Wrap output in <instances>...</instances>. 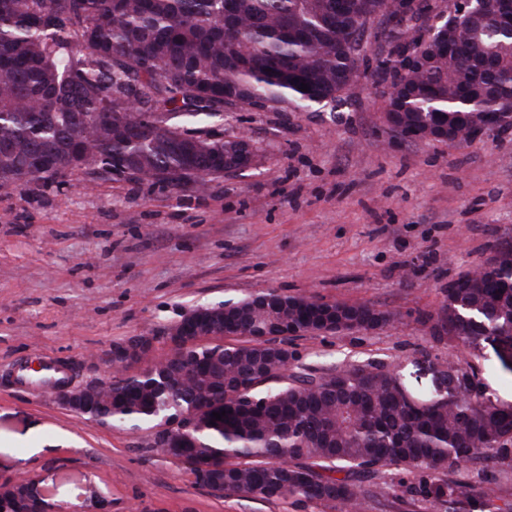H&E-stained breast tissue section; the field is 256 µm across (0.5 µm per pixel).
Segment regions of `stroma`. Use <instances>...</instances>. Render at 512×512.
Instances as JSON below:
<instances>
[{"label": "stroma", "instance_id": "35a3bbf8", "mask_svg": "<svg viewBox=\"0 0 512 512\" xmlns=\"http://www.w3.org/2000/svg\"><path fill=\"white\" fill-rule=\"evenodd\" d=\"M389 18L363 36L361 77L338 106L306 112L228 108L215 132L247 133L255 163L172 190L83 170L0 195V483L35 480L49 502L110 512H341L333 503L259 501L198 486L152 451L151 433L85 419L32 365L97 378L115 344L155 339L189 310L265 292L368 303L384 328L309 334L289 370L352 364L398 369L429 388L442 363L472 367L512 408V374L491 341L437 339L449 282L512 244V130L465 146L405 140L385 125ZM418 478H371L360 512H448L403 493Z\"/></svg>", "mask_w": 512, "mask_h": 512}]
</instances>
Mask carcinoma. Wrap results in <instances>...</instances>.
<instances>
[{"mask_svg":"<svg viewBox=\"0 0 512 512\" xmlns=\"http://www.w3.org/2000/svg\"><path fill=\"white\" fill-rule=\"evenodd\" d=\"M495 2L493 18L437 13L442 22L425 40L416 22L436 5L415 0L408 41L392 50L409 52L406 73L392 74L400 90L389 111L400 123L435 141L449 131L460 146L493 112L499 131L512 128V0ZM388 15L389 0H0V193L75 170L110 175L114 162L129 180L201 188L224 176V152L239 140L213 134L210 120L226 107L339 103L340 88L360 76L363 33ZM34 154L49 158L39 175L26 169ZM457 281L438 320L447 337L473 346L512 336V244ZM370 309L274 292L205 306L239 324L235 342L119 371L83 416L152 431L190 412L186 433L151 447L196 484L216 475L227 495L337 503L346 512L374 494L353 474L445 472L477 459L512 466V411L485 394H416L378 365L288 376L283 339L255 335L288 325L315 334L333 317L350 332ZM478 474V486L462 474L421 492L450 505L463 498L470 512H512L497 504L496 476ZM0 512L37 510L1 493Z\"/></svg>","mask_w":512,"mask_h":512,"instance_id":"cac0c4a2","label":"carcinoma"}]
</instances>
